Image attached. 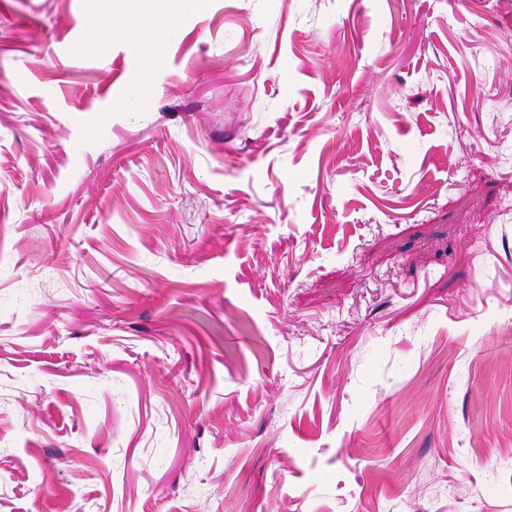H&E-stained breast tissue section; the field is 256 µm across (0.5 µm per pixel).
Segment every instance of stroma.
I'll use <instances>...</instances> for the list:
<instances>
[{"label":"stroma","instance_id":"1","mask_svg":"<svg viewBox=\"0 0 512 512\" xmlns=\"http://www.w3.org/2000/svg\"><path fill=\"white\" fill-rule=\"evenodd\" d=\"M0 0V512H512V0Z\"/></svg>","mask_w":512,"mask_h":512}]
</instances>
